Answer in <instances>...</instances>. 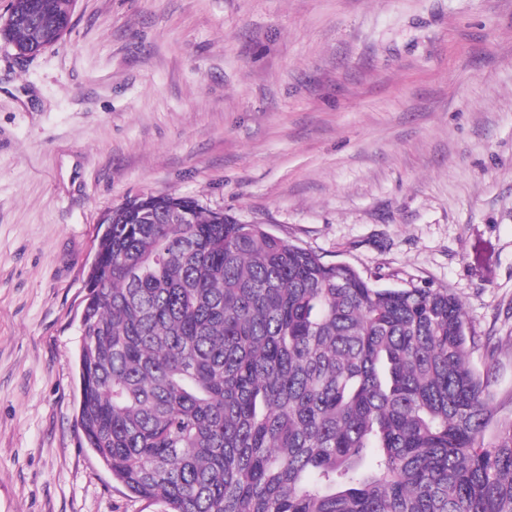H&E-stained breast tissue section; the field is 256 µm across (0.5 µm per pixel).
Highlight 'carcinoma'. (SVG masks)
<instances>
[{
	"mask_svg": "<svg viewBox=\"0 0 512 512\" xmlns=\"http://www.w3.org/2000/svg\"><path fill=\"white\" fill-rule=\"evenodd\" d=\"M0 31L26 52L60 0ZM188 223L170 224L174 212ZM89 270L80 444L164 512H512V417L447 289L348 264L198 200L112 212Z\"/></svg>",
	"mask_w": 512,
	"mask_h": 512,
	"instance_id": "obj_1",
	"label": "carcinoma"
}]
</instances>
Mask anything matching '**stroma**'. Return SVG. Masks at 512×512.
<instances>
[{
  "instance_id": "35a3bbf8",
  "label": "stroma",
  "mask_w": 512,
  "mask_h": 512,
  "mask_svg": "<svg viewBox=\"0 0 512 512\" xmlns=\"http://www.w3.org/2000/svg\"><path fill=\"white\" fill-rule=\"evenodd\" d=\"M160 194L452 290L512 415V0H76L0 39V512H161L75 425L103 221ZM11 1L10 9H13V15L27 12L29 4L37 5L33 20L27 23H14L7 29H0V33L9 42L18 45L26 52H39L46 47L55 46L71 28L72 15L58 10L60 0Z\"/></svg>"
}]
</instances>
